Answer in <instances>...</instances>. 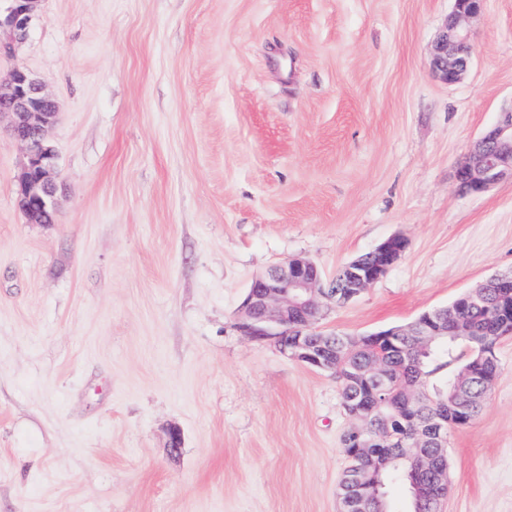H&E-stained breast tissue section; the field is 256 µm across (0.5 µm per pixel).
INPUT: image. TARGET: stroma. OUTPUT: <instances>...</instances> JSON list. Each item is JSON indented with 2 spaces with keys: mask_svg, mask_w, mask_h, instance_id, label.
Returning a JSON list of instances; mask_svg holds the SVG:
<instances>
[{
  "mask_svg": "<svg viewBox=\"0 0 512 512\" xmlns=\"http://www.w3.org/2000/svg\"><path fill=\"white\" fill-rule=\"evenodd\" d=\"M451 0H42L0 46L55 98L53 223L16 204L0 129V512H340L351 426L334 376L238 326L293 256L324 279L401 260L323 330L364 334L512 270V181L454 173L512 107V0L465 79L431 45ZM452 432L441 512H512V335ZM183 444L167 449L168 431Z\"/></svg>",
  "mask_w": 512,
  "mask_h": 512,
  "instance_id": "obj_1",
  "label": "stroma"
}]
</instances>
